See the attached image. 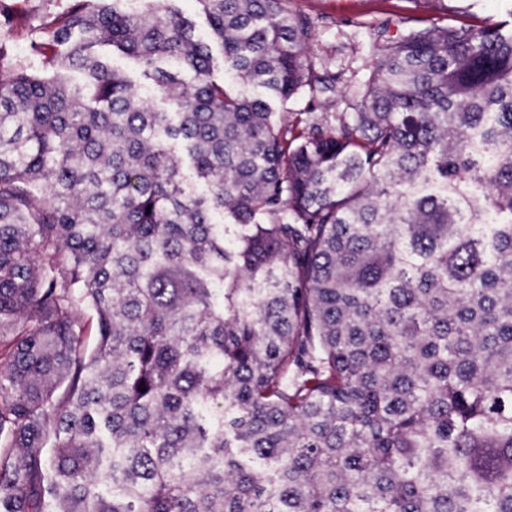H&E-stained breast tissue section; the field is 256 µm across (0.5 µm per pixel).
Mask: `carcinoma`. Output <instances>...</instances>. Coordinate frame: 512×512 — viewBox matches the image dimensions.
Listing matches in <instances>:
<instances>
[{
    "label": "carcinoma",
    "mask_w": 512,
    "mask_h": 512,
    "mask_svg": "<svg viewBox=\"0 0 512 512\" xmlns=\"http://www.w3.org/2000/svg\"><path fill=\"white\" fill-rule=\"evenodd\" d=\"M126 2L0 53V512H512V23L337 112L292 0ZM174 6L184 20L194 24L196 35L199 38L208 39L207 22L197 0H177L174 2Z\"/></svg>",
    "instance_id": "obj_1"
}]
</instances>
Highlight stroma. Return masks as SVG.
Instances as JSON below:
<instances>
[{
    "label": "stroma",
    "mask_w": 512,
    "mask_h": 512,
    "mask_svg": "<svg viewBox=\"0 0 512 512\" xmlns=\"http://www.w3.org/2000/svg\"><path fill=\"white\" fill-rule=\"evenodd\" d=\"M68 6L69 0H18L9 23L0 26V44L14 65L41 68L31 44L61 24ZM292 6L314 19L317 31L310 54L339 73L340 97L368 73L373 38L382 27L397 33L420 20L441 26L495 23L512 16V0H293Z\"/></svg>",
    "instance_id": "1"
}]
</instances>
